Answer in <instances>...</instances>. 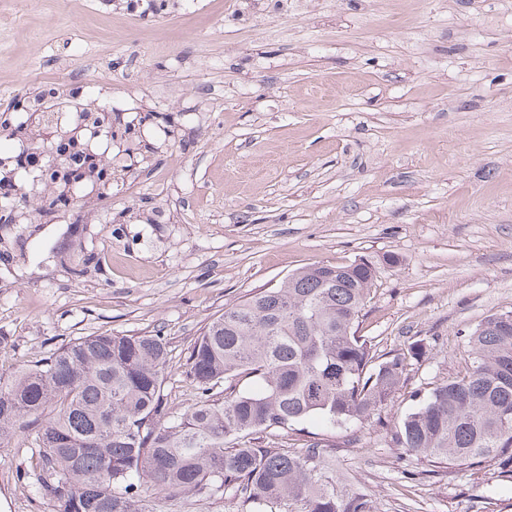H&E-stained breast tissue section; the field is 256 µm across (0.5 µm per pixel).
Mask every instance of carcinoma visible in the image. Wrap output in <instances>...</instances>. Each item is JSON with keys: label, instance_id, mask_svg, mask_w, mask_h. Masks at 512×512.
<instances>
[{"label": "carcinoma", "instance_id": "1", "mask_svg": "<svg viewBox=\"0 0 512 512\" xmlns=\"http://www.w3.org/2000/svg\"><path fill=\"white\" fill-rule=\"evenodd\" d=\"M59 99L80 108L65 109L63 135L46 141L55 163L38 176L55 197L39 208L42 217L83 181L112 191L118 172L67 137L70 126L107 113L82 100L80 88L45 87L29 109ZM2 133L25 152L41 139L22 123H0ZM376 273L362 261L310 267L225 309L191 348L185 373L197 399L177 416L164 399V337L100 333L70 342L0 379V444L34 431L38 481L53 512H150L146 489L164 498L225 494L250 512H377L371 496L336 476V433L388 406L407 357L423 356L426 345L381 358L358 334ZM467 345L468 371L415 391L389 441L434 468L491 458L512 477V311L487 316ZM312 418L325 432L300 448L265 440Z\"/></svg>", "mask_w": 512, "mask_h": 512}]
</instances>
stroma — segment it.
<instances>
[{"label":"stroma","instance_id":"1","mask_svg":"<svg viewBox=\"0 0 512 512\" xmlns=\"http://www.w3.org/2000/svg\"><path fill=\"white\" fill-rule=\"evenodd\" d=\"M0 0V110L81 87L137 162L46 224H0V375L98 333L158 334L169 412L224 309L303 268L373 263L359 320L407 362L393 402L336 438L378 512H512L495 462L430 471L390 447L411 396L465 372L512 310V0ZM394 255L398 264L386 265ZM37 450L0 447V512H53ZM153 512H246L230 498Z\"/></svg>","mask_w":512,"mask_h":512}]
</instances>
